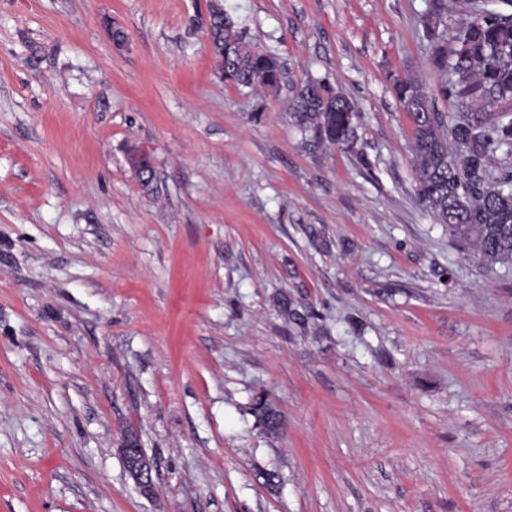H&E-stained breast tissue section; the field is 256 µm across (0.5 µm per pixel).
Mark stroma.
Listing matches in <instances>:
<instances>
[{
	"instance_id": "stroma-1",
	"label": "stroma",
	"mask_w": 512,
	"mask_h": 512,
	"mask_svg": "<svg viewBox=\"0 0 512 512\" xmlns=\"http://www.w3.org/2000/svg\"><path fill=\"white\" fill-rule=\"evenodd\" d=\"M223 3L279 91L207 0H0V512H512V265L418 203L392 88L438 79L426 0ZM310 78L355 150L295 125ZM209 26L218 70L225 81L255 91L278 90L285 78L282 62L267 50L252 46L220 2L207 4ZM292 117L304 132L351 150L358 141L360 113L353 102L324 79H308L297 90ZM253 413L258 422L269 432H277L280 428V418L277 412L267 403L266 399L258 396L253 403ZM120 451L126 462L127 471L140 492L151 497L154 494L155 483L153 471L154 462L146 455L140 445L122 444Z\"/></svg>"
}]
</instances>
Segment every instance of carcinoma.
Masks as SVG:
<instances>
[{"label":"carcinoma","instance_id":"obj_1","mask_svg":"<svg viewBox=\"0 0 512 512\" xmlns=\"http://www.w3.org/2000/svg\"><path fill=\"white\" fill-rule=\"evenodd\" d=\"M446 0H429L422 22L431 38V64L439 81L428 87L414 77L398 78L393 89L412 122L409 142L418 202L463 249L490 264L512 261V167L495 170L497 156L512 160V119L495 108L512 101V12L482 0L453 32L444 26ZM218 70L224 80L255 91H275L285 78L274 54L250 44L218 0L207 4ZM453 101L448 115L438 100ZM292 117L304 132L351 150L358 141L360 113L324 79H308L297 90ZM131 164L142 185L153 170L145 154ZM253 413L269 432L280 428L277 412L264 397Z\"/></svg>","mask_w":512,"mask_h":512}]
</instances>
